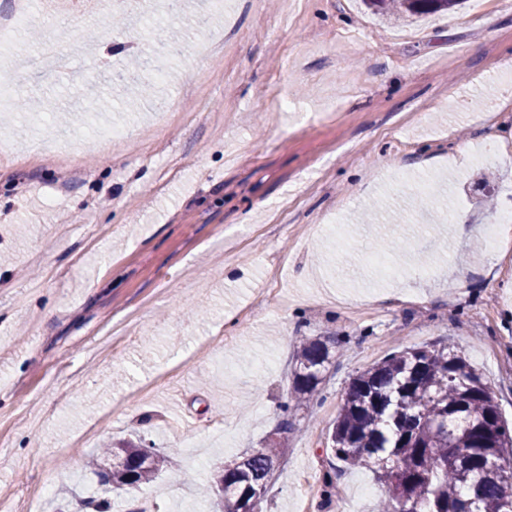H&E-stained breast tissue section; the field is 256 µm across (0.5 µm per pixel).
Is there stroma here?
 Here are the masks:
<instances>
[{
	"instance_id": "35a3bbf8",
	"label": "stroma",
	"mask_w": 512,
	"mask_h": 512,
	"mask_svg": "<svg viewBox=\"0 0 512 512\" xmlns=\"http://www.w3.org/2000/svg\"><path fill=\"white\" fill-rule=\"evenodd\" d=\"M32 27L64 53L30 70L21 28L0 58V498L192 512L204 473L279 441L265 512H376L366 469L324 496L325 436L357 371L444 341L512 421V229L485 239L512 210V6L185 0L176 56L87 2ZM141 55L166 80L129 110L112 71ZM330 332L322 399L290 404L296 339ZM140 436L179 449L155 488L101 484L90 456ZM369 8L400 18L455 9L462 0H364Z\"/></svg>"
}]
</instances>
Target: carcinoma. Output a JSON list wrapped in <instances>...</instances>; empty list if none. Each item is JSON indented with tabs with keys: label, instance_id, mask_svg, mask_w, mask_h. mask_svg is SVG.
<instances>
[{
	"label": "carcinoma",
	"instance_id": "carcinoma-1",
	"mask_svg": "<svg viewBox=\"0 0 512 512\" xmlns=\"http://www.w3.org/2000/svg\"><path fill=\"white\" fill-rule=\"evenodd\" d=\"M400 18L455 9L461 0H365ZM334 336L297 343L290 395L320 397L332 364ZM330 458L371 470L384 488L379 512H512V426L491 386L465 358L441 343L393 350L349 381L326 441ZM280 458L257 448L203 479L202 505L222 496L224 512H263L265 488ZM142 443L99 452L92 465L117 487L153 483L171 463Z\"/></svg>",
	"mask_w": 512,
	"mask_h": 512
}]
</instances>
